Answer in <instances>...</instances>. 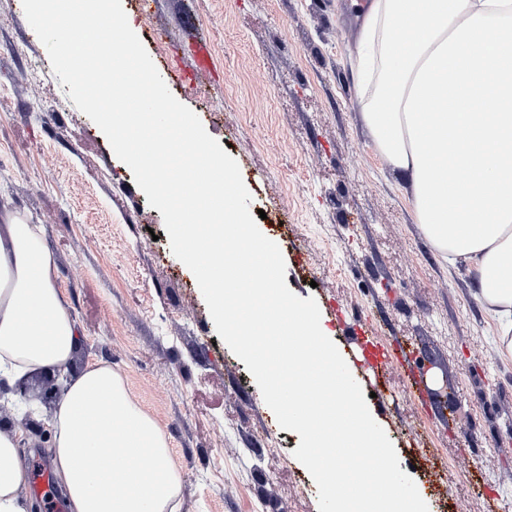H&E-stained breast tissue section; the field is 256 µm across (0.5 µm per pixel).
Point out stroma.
Here are the masks:
<instances>
[{"label":"stroma","instance_id":"35a3bbf8","mask_svg":"<svg viewBox=\"0 0 512 512\" xmlns=\"http://www.w3.org/2000/svg\"><path fill=\"white\" fill-rule=\"evenodd\" d=\"M122 6L171 93L237 161L288 288L316 300L339 350L348 308L429 367L418 386L392 369L387 405L367 401L429 512H512V358L498 354L466 271L430 249L367 145L349 78L352 0ZM200 39L214 71L194 70L187 49ZM66 91L21 0H0V191L45 228L82 333L75 366L112 362L164 429L180 512H319L293 455L299 435H256L272 410L216 332L160 211Z\"/></svg>","mask_w":512,"mask_h":512}]
</instances>
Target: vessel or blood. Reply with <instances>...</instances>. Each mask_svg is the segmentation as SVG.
Masks as SVG:
<instances>
[{
	"instance_id": "vessel-or-blood-1",
	"label": "vessel or blood",
	"mask_w": 512,
	"mask_h": 512,
	"mask_svg": "<svg viewBox=\"0 0 512 512\" xmlns=\"http://www.w3.org/2000/svg\"><path fill=\"white\" fill-rule=\"evenodd\" d=\"M354 352L361 358L367 371V382L373 388L378 400H385L389 389L388 370L392 363L408 365L410 357L400 345L381 344L377 337L369 335L363 323L357 322L347 330Z\"/></svg>"
}]
</instances>
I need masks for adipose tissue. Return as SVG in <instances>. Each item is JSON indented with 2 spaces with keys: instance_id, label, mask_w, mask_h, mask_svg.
I'll return each instance as SVG.
<instances>
[{
  "instance_id": "adipose-tissue-1",
  "label": "adipose tissue",
  "mask_w": 512,
  "mask_h": 512,
  "mask_svg": "<svg viewBox=\"0 0 512 512\" xmlns=\"http://www.w3.org/2000/svg\"><path fill=\"white\" fill-rule=\"evenodd\" d=\"M360 123L421 235L472 277L512 357V0H367L357 15ZM81 344L42 225L0 202V404L62 375L46 425L67 512H179L167 436L110 362ZM22 430L0 425V512H34Z\"/></svg>"
}]
</instances>
